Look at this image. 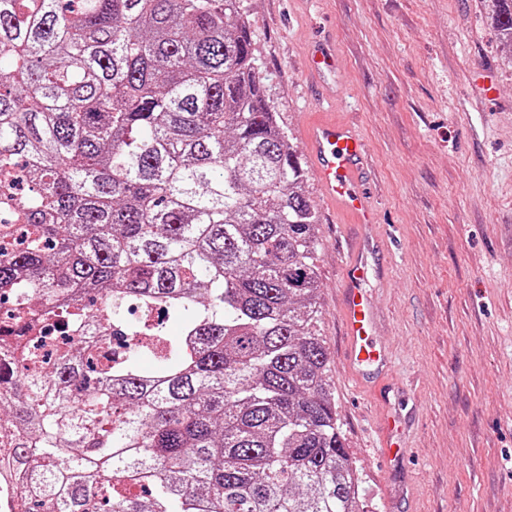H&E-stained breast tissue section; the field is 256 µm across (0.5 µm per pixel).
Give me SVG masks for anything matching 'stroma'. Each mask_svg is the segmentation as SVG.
<instances>
[{"label":"stroma","instance_id":"stroma-1","mask_svg":"<svg viewBox=\"0 0 512 512\" xmlns=\"http://www.w3.org/2000/svg\"><path fill=\"white\" fill-rule=\"evenodd\" d=\"M259 76L294 147L328 113L365 142L360 178L383 243L371 279L375 340L387 372L345 367L341 264L359 228L322 196V333L346 446L363 478L365 512H512V50L494 0H243ZM336 54L310 74L316 41ZM492 84V98L474 79ZM401 414L405 471L381 461L378 417Z\"/></svg>","mask_w":512,"mask_h":512}]
</instances>
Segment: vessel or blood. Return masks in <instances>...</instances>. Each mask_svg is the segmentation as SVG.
I'll list each match as a JSON object with an SVG mask.
<instances>
[{
	"instance_id": "obj_1",
	"label": "vessel or blood",
	"mask_w": 512,
	"mask_h": 512,
	"mask_svg": "<svg viewBox=\"0 0 512 512\" xmlns=\"http://www.w3.org/2000/svg\"><path fill=\"white\" fill-rule=\"evenodd\" d=\"M304 144L315 160L316 176L326 196L340 210L352 215L362 230L360 241L344 267L341 308L350 369L358 376L368 369L384 368L389 362L387 349L373 338L375 312L367 289L371 275L367 255L378 249L380 235L369 193L359 178L366 145L349 124L336 121L309 126ZM396 423V413L383 412L378 453L394 465L403 461Z\"/></svg>"
}]
</instances>
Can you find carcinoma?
Segmentation results:
<instances>
[{
    "instance_id": "cac0c4a2",
    "label": "carcinoma",
    "mask_w": 512,
    "mask_h": 512,
    "mask_svg": "<svg viewBox=\"0 0 512 512\" xmlns=\"http://www.w3.org/2000/svg\"><path fill=\"white\" fill-rule=\"evenodd\" d=\"M240 2L0 0V166L28 184L0 304L40 305L0 364L26 512H364L320 217Z\"/></svg>"
}]
</instances>
